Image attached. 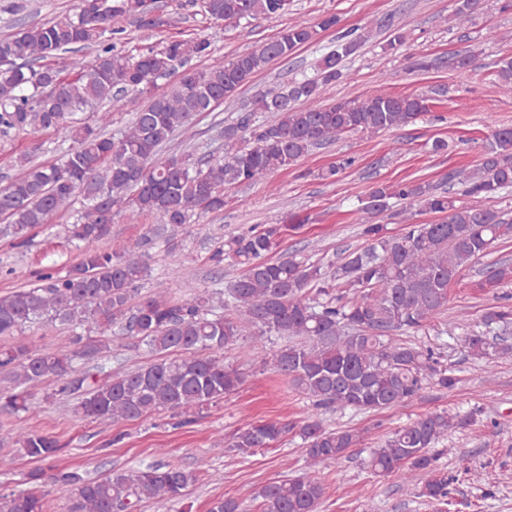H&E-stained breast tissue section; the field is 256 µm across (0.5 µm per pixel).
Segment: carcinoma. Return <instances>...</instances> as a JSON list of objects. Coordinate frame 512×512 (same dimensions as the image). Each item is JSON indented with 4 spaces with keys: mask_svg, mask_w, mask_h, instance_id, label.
Wrapping results in <instances>:
<instances>
[{
    "mask_svg": "<svg viewBox=\"0 0 512 512\" xmlns=\"http://www.w3.org/2000/svg\"><path fill=\"white\" fill-rule=\"evenodd\" d=\"M451 23H469L477 0H454ZM208 18L236 25L249 19H277L289 0H202ZM154 0H80L73 13L23 26L0 38V136L53 130L72 148L53 163L19 160L22 173L0 187L3 232L24 242L29 231L56 216L71 214L68 236L84 243L76 266L65 276H40L42 284L0 295V336H14L28 324L60 323L71 329L68 341L34 350L23 342L0 346V410L34 415L41 402L33 392L54 384L51 396L62 402L78 392L71 414L91 422L148 418L163 411L190 417L224 399L243 382V374L224 364V351L250 340L245 355L266 354L264 336L288 343L272 354L277 370L317 409L336 406L381 411L402 407L426 384L450 389L457 378L434 366L431 351L400 336L442 314L448 287L462 270L490 255L512 237V214L494 201L512 188V127L493 130L481 163L448 174L462 186L464 203L453 193H437L424 181H400L373 188L358 208L367 246L348 253L330 270L297 259L273 260L280 224H262L230 234L211 254L243 267L227 293L186 284L185 297L164 291L136 299L137 283L148 272L144 242L115 241L114 219L126 214L159 216L179 227L224 209V188L255 184L292 166L312 149L351 133L397 130L428 112L418 95L395 96L380 86L363 99L326 103L323 92L343 75L345 61L370 32L353 30L337 37L336 49L318 61L311 78L261 96L255 111L224 127V156L190 160L161 155L173 134L189 127L200 112H210L273 60L312 42L318 30L338 23L334 15L314 27L297 17L272 40L224 62L199 68L212 54L207 36L166 41L134 59L117 47L130 19L145 30H161L172 19L156 14ZM97 48L94 63L82 51ZM173 82L159 88L158 81ZM147 99L132 122L112 135V115L123 112L129 96ZM90 110L92 118L79 114ZM264 114L256 122L255 113ZM81 208H76V204ZM400 205V212L440 215L435 224H407L389 235L376 217ZM487 279L512 288V263L494 261ZM486 332L468 338L472 356L499 349L512 327V303L483 314ZM118 329L139 338L156 357L135 369L98 374L84 364L102 357ZM103 335L83 341L80 331ZM476 422V413L446 411L421 416L393 431L377 449L370 467L378 475H399L413 493L435 505L448 504L454 477L436 466L432 448L454 429ZM286 427L249 423L224 447L250 455L280 440ZM307 471L262 485L252 496L254 510L237 498L214 500L209 512H319L326 487L318 466L337 461L360 443L353 429H330L311 414L300 422ZM20 452L34 462L52 460L62 447L52 437L28 431ZM196 474L167 462L87 477L77 470L37 468L28 488L0 494V512H44L48 484L69 487L75 499L69 512H136L144 503L162 506L185 495Z\"/></svg>",
    "mask_w": 512,
    "mask_h": 512,
    "instance_id": "cac0c4a2",
    "label": "carcinoma"
}]
</instances>
